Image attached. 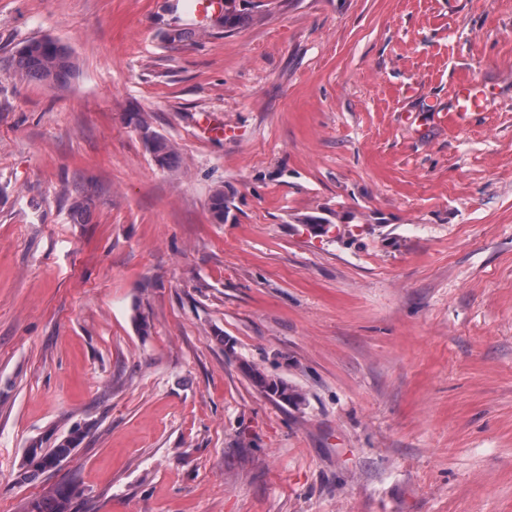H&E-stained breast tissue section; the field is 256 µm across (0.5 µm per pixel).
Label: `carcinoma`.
Here are the masks:
<instances>
[{
  "label": "carcinoma",
  "instance_id": "obj_1",
  "mask_svg": "<svg viewBox=\"0 0 512 512\" xmlns=\"http://www.w3.org/2000/svg\"><path fill=\"white\" fill-rule=\"evenodd\" d=\"M250 17L248 8H240L238 0H224V10L218 16L211 17L209 24L227 26L234 32L243 27ZM8 65L9 74L15 78L53 85L67 84L75 73V63L69 48L49 36L23 42L9 59ZM129 118L135 120L136 127L144 132V141L156 165L168 170L176 168L179 157L169 142L153 130L141 115L131 114ZM209 211L217 224L228 220L230 206L224 190L214 191L209 200ZM251 378L260 392L269 398L277 400L286 395L288 401L295 405L303 401L302 394L282 378L269 376L258 369L251 370ZM82 439L83 432L75 428L50 449H44L38 443L31 445L26 457L25 475L35 478L45 473L48 465L68 457ZM69 507L70 492L61 488L53 495L34 503L31 512H69Z\"/></svg>",
  "mask_w": 512,
  "mask_h": 512
}]
</instances>
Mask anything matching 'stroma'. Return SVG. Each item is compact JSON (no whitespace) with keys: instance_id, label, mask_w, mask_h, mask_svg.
Listing matches in <instances>:
<instances>
[{"instance_id":"1","label":"stroma","mask_w":512,"mask_h":512,"mask_svg":"<svg viewBox=\"0 0 512 512\" xmlns=\"http://www.w3.org/2000/svg\"><path fill=\"white\" fill-rule=\"evenodd\" d=\"M166 2L0 0V512H512V0H278L176 46ZM46 35L76 76L9 77ZM455 97L457 112L475 111L484 106L483 94H479L470 82L460 83L455 90ZM135 119L136 127L144 132V141L148 146L152 158L157 166L162 169L172 170L179 164V157L174 152L169 142L152 129L140 114H130L129 121ZM250 373L255 386L267 397L279 400L288 393V402L295 405H299L304 400L302 394L286 380L266 375L259 369H251ZM66 437L57 442L54 448L43 449L41 444L34 443L26 457L25 478H36L47 471V466L60 458H67L83 439L80 428L71 429ZM70 492L65 488L55 491L50 497L35 502L29 512H69Z\"/></svg>"}]
</instances>
